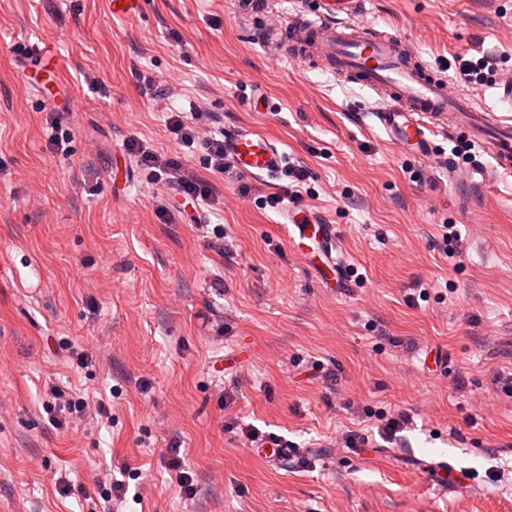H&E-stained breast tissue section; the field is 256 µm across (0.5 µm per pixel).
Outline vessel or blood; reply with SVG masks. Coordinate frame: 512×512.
<instances>
[{
    "label": "vessel or blood",
    "instance_id": "1",
    "mask_svg": "<svg viewBox=\"0 0 512 512\" xmlns=\"http://www.w3.org/2000/svg\"><path fill=\"white\" fill-rule=\"evenodd\" d=\"M367 0H313L311 9L291 15L279 37L291 56L313 62L375 99L371 116L391 144L416 158L451 161L435 144L438 134H461L489 150L497 171L512 174V119L466 94L448 91L445 77L419 60L400 36L360 23ZM224 149L244 174L276 172L282 157L260 132H226ZM287 221L299 238L316 243L319 279L345 284L347 270L336 256V225L312 213L291 210Z\"/></svg>",
    "mask_w": 512,
    "mask_h": 512
}]
</instances>
